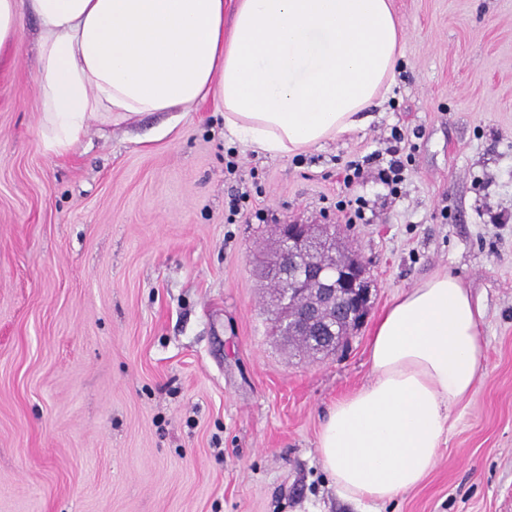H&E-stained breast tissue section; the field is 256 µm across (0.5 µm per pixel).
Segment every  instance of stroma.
I'll list each match as a JSON object with an SVG mask.
<instances>
[{"instance_id":"stroma-1","label":"stroma","mask_w":512,"mask_h":512,"mask_svg":"<svg viewBox=\"0 0 512 512\" xmlns=\"http://www.w3.org/2000/svg\"><path fill=\"white\" fill-rule=\"evenodd\" d=\"M392 4V91L359 132L288 157L232 139L214 100L46 149L26 19L0 75V512H360L318 431L368 383L374 319L443 271L480 305L484 365L427 480L380 512H512V0ZM395 130L401 194L345 187ZM289 220L342 228L375 283L368 322L318 360L273 335L259 274Z\"/></svg>"}]
</instances>
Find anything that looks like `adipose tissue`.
<instances>
[{"instance_id":"obj_1","label":"adipose tissue","mask_w":512,"mask_h":512,"mask_svg":"<svg viewBox=\"0 0 512 512\" xmlns=\"http://www.w3.org/2000/svg\"><path fill=\"white\" fill-rule=\"evenodd\" d=\"M39 26L44 146L90 121L224 107L229 135L290 156L353 134L390 91L401 55L391 0H0V72L25 18ZM481 311L439 272L395 299L369 343L370 381L336 400L317 440L331 484L371 506L420 486L485 359Z\"/></svg>"}]
</instances>
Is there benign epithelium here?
Instances as JSON below:
<instances>
[{
    "label": "benign epithelium",
    "mask_w": 512,
    "mask_h": 512,
    "mask_svg": "<svg viewBox=\"0 0 512 512\" xmlns=\"http://www.w3.org/2000/svg\"><path fill=\"white\" fill-rule=\"evenodd\" d=\"M339 230L331 224H278L277 258L265 272L283 286L284 295H304L300 304L280 303L276 329L282 336H320L336 344L335 328L359 329L371 307L374 283L361 258L336 256Z\"/></svg>",
    "instance_id": "7a95c632"
}]
</instances>
